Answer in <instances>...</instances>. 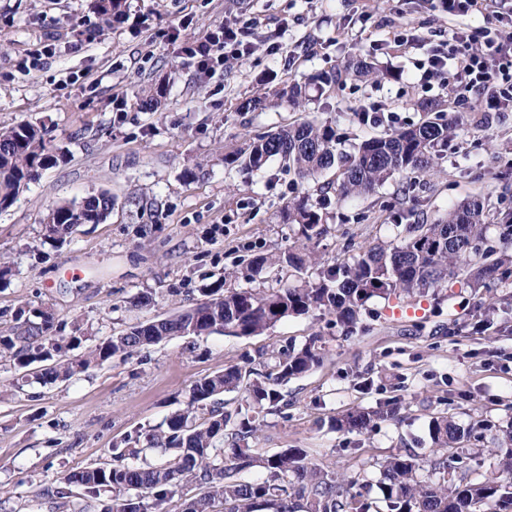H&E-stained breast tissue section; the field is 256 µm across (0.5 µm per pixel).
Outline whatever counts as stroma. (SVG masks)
I'll return each instance as SVG.
<instances>
[{"label": "stroma", "mask_w": 512, "mask_h": 512, "mask_svg": "<svg viewBox=\"0 0 512 512\" xmlns=\"http://www.w3.org/2000/svg\"><path fill=\"white\" fill-rule=\"evenodd\" d=\"M221 22L249 29L255 52L231 71L198 75L180 46ZM485 22L481 13L448 17L430 0H126L123 17L103 29L91 0H0V127H42L56 159L0 209V336L47 312L55 335L81 337L69 352L77 358L129 326L203 302L215 284L301 288L318 268L392 247L401 225L434 222L471 197L512 207V112L489 128L473 124L452 87L423 92L424 50L394 41L397 29L416 27L437 45L449 29ZM275 38L281 50L272 55ZM355 52L377 60L380 75L311 86L301 108L238 109ZM159 85L166 95L149 106ZM427 98L445 105L447 154L431 172L395 175L362 198L337 195L332 169L299 185L274 159L257 174L224 165L250 138L303 121L330 123L351 144L381 136L425 119L417 103ZM369 108L385 121H363ZM102 191L114 199L104 222L80 225L62 244L44 238L50 205ZM298 194L323 216L309 240L281 217ZM290 250L312 264L250 275L253 257ZM144 293L154 304L135 305ZM421 300L432 313L417 322H381L386 301L374 298L350 334L320 313L291 314L258 336L174 337L53 384L22 381L21 369L0 360V512H104L111 493L92 498L74 487L60 498L58 472L111 462L113 444L185 408L197 380L259 368L264 352L315 333L325 338L322 364L282 386L287 406L265 408L248 444L268 456L304 449L324 471L359 476L365 496L379 500L380 462L429 453L433 417L512 423V332L471 331L481 296L464 283ZM391 397L402 403L399 419L330 429L331 417Z\"/></svg>", "instance_id": "1"}]
</instances>
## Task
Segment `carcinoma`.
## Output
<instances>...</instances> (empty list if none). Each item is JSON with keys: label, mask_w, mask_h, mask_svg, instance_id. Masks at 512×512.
I'll use <instances>...</instances> for the list:
<instances>
[{"label": "carcinoma", "mask_w": 512, "mask_h": 512, "mask_svg": "<svg viewBox=\"0 0 512 512\" xmlns=\"http://www.w3.org/2000/svg\"><path fill=\"white\" fill-rule=\"evenodd\" d=\"M124 0H92V8L105 29L124 13ZM358 77L375 73L374 63L355 57L346 65ZM287 99L295 106L306 100V85L294 82L270 96H254L239 104L242 112L263 110L274 100ZM429 118L417 125L392 130L382 137L362 141L352 153L341 149L342 138L327 123H302L253 138L247 148L224 156V165L257 172L278 158L300 184L334 166L338 169L337 191L343 198H356L374 190L395 174L425 173L448 152L450 126L441 118L439 105L428 103ZM41 130L30 124L0 129V209L9 207L34 174L51 165ZM112 195L100 192L80 201L51 206L43 221L45 236L65 242L71 226L81 222L99 224L112 210ZM284 223L297 224L311 239L322 224V215L306 195L288 201ZM489 211L485 201L474 197L433 224H408L405 235L390 248L374 247L350 262L329 265L303 288H253L221 291L216 286L208 299L164 319L158 326L139 324L106 339L80 358L61 360L40 369L35 378L45 383L68 380L90 366L157 345L173 336L222 333L250 337L269 329L290 314L320 312L352 332L358 322L357 309L374 296L415 295L447 287L459 279L468 287L485 290L483 312L474 315L473 328L484 333L494 326L489 312L496 310L497 286L512 288V209L496 212L498 235H487ZM33 326L24 321L17 336L0 337V355L25 369L60 353L64 340L52 334V316L46 312ZM322 337L313 336L299 349L272 352L269 373L230 366L198 380L191 388L185 409L172 414L166 427L126 440L135 447L112 449V462L61 473L57 482L76 485L95 495L112 492L107 512H168L165 504L180 483L192 482L202 489L185 512H213L217 500L224 512H370L364 494L353 491L358 478L328 474L306 462L300 448H286L271 456H257L248 439L259 431L256 417L238 408L231 412L219 403L225 391L244 389L248 407L262 410L283 400L279 386L322 363ZM207 411L201 425H194L198 411ZM397 400L380 403L331 419L338 430H361L376 420L393 418ZM232 427V447H224V432ZM493 425L485 419L465 428L446 416L433 418L429 434L435 459L415 454L386 458L380 465V492L387 512H512V425L500 429L501 478H472L473 462L484 449L486 432ZM156 448L176 451L165 465L152 466L140 455ZM258 468L267 477L252 481L238 478L243 470ZM427 471L430 480L419 479Z\"/></svg>", "instance_id": "carcinoma-1"}]
</instances>
